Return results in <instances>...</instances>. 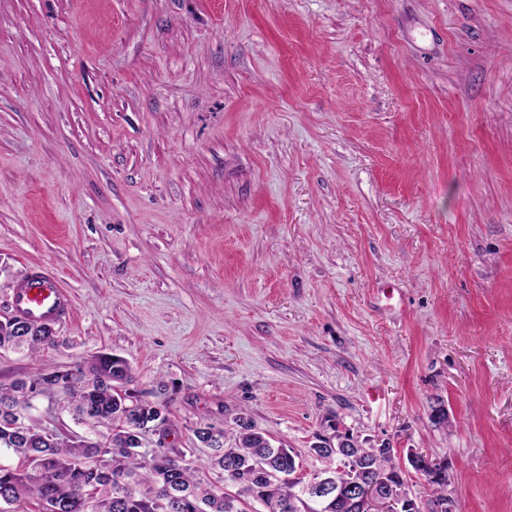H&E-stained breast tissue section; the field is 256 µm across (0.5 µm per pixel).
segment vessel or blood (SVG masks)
<instances>
[{
    "label": "vessel or blood",
    "instance_id": "1",
    "mask_svg": "<svg viewBox=\"0 0 512 512\" xmlns=\"http://www.w3.org/2000/svg\"><path fill=\"white\" fill-rule=\"evenodd\" d=\"M10 306L35 323H59L69 313L67 293L60 279L39 269L29 271L16 283Z\"/></svg>",
    "mask_w": 512,
    "mask_h": 512
}]
</instances>
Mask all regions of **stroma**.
<instances>
[{
	"instance_id": "stroma-1",
	"label": "stroma",
	"mask_w": 512,
	"mask_h": 512,
	"mask_svg": "<svg viewBox=\"0 0 512 512\" xmlns=\"http://www.w3.org/2000/svg\"><path fill=\"white\" fill-rule=\"evenodd\" d=\"M36 267L70 312L0 383L111 352L196 466L340 430L512 512V0H0V320Z\"/></svg>"
}]
</instances>
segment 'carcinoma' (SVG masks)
I'll list each match as a JSON object with an SVG mask.
<instances>
[{
  "label": "carcinoma",
  "instance_id": "1",
  "mask_svg": "<svg viewBox=\"0 0 512 512\" xmlns=\"http://www.w3.org/2000/svg\"><path fill=\"white\" fill-rule=\"evenodd\" d=\"M57 345L48 324L28 323L19 333L11 319L0 320V349H25L34 355ZM68 400L76 419L90 426L95 436L57 437L51 441L39 429L24 424L32 408L28 388L49 377L66 380L69 373L45 369L27 379L0 384V453L19 463L0 465V506L27 499L42 512H360L350 495L351 459L368 479H401L393 449L353 447L347 433L336 434L341 444H313L320 458L336 457L341 468L325 470L315 478L328 484L323 495L301 479L292 480L296 460L288 448H276L243 417L239 431L228 435L211 426L196 431L198 439L214 450L208 461L223 480L238 487L227 495L205 486L186 461V453L166 442L167 417L162 409L129 388L132 368L122 356L99 353L76 365ZM158 435L151 456L139 448L147 432ZM433 505L448 504V476L428 481Z\"/></svg>",
  "mask_w": 512,
  "mask_h": 512
}]
</instances>
